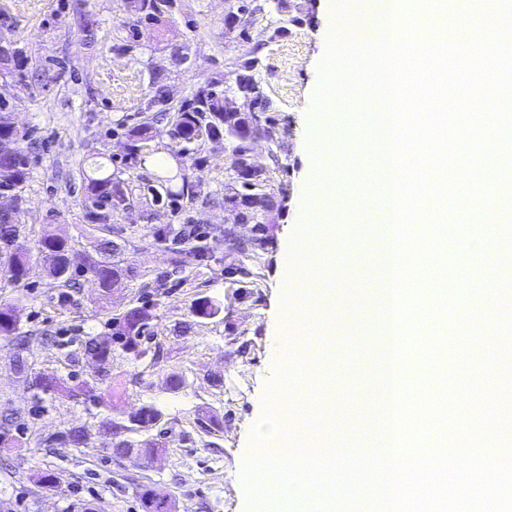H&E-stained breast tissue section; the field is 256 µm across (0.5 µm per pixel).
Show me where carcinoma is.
<instances>
[{
	"mask_svg": "<svg viewBox=\"0 0 512 512\" xmlns=\"http://www.w3.org/2000/svg\"><path fill=\"white\" fill-rule=\"evenodd\" d=\"M174 5V0H125V10L133 18V25L145 22L152 24L168 12ZM154 89L153 102L165 106L167 104V75L160 72L152 74L151 81ZM9 104L0 99V143L17 141L18 133L9 121L6 112ZM258 111L265 113V124H260L246 114H240L227 96V92L220 88V81L209 80L197 87L191 96L177 107H165L163 116L170 127L169 135L177 149L172 151L176 156L179 169L186 168L190 160L188 145L200 144L213 139H226L234 144L235 151L247 153L251 150L254 141L270 134L272 127L277 125L273 115L272 103L264 100L258 104ZM128 142V153L125 165L129 168L136 166L143 160L148 141L152 138V124L141 123L125 130ZM30 171V157L25 151L15 146L12 150L0 151V186H5L14 192L18 204L22 205L26 199L21 190ZM151 200L162 201L169 206H177L182 201H194L198 197L196 186L185 176H159L155 184L148 187ZM86 199L92 208L96 209L94 219L105 221L108 218L107 209L116 210L120 206H127L129 197L122 185V180L115 174L104 177L90 178L85 188ZM224 191H237L251 197L253 211L250 219L259 224V231H264L265 224L260 222L262 213H269L278 209L277 198L263 191V187L255 184L248 188V182L237 179L225 184ZM16 210L0 209V282L7 286H16L24 279L27 258L12 251V243L21 232V225L17 224ZM105 235L100 237L96 253L87 256L82 269L84 276L97 280L100 288L108 293L123 280L133 276L132 267L123 265L120 259L122 248L119 243L108 237V234H120L118 227H104ZM268 238L261 239V243L241 242L234 238L229 229H224V245L229 254L249 258V264L244 267L242 282L253 287L257 286L259 273L256 263L260 250L264 249ZM71 246L62 238L53 234H45L40 239V252L46 254L49 261V274L57 287L62 289L59 298L64 300L70 297L67 289L76 285V274L71 270L69 257ZM205 253L200 249L185 252L177 249L173 252L171 264L179 269L193 262L204 261ZM224 303L208 295L195 298L191 304L194 316L204 319L218 317L223 311ZM153 306L142 305L129 309L124 315L112 321V343L116 344L126 353H133L138 357L146 354L141 347L142 341L151 339L150 325L154 318ZM19 310L14 305L0 306V336L13 337L16 346H23V337L19 336ZM85 352L96 358L105 370L104 376H109L107 367L112 364L114 349L109 345L90 338L86 341ZM58 389L57 379L52 375L36 378L31 383L32 398L37 407H42L45 396ZM163 420V413L152 404L141 407L138 411L130 413L121 419L108 418L103 426L111 435L119 438L118 448H137L144 453H151L156 443L147 438ZM140 436L138 440L129 439V435Z\"/></svg>",
	"mask_w": 512,
	"mask_h": 512,
	"instance_id": "1",
	"label": "carcinoma"
}]
</instances>
